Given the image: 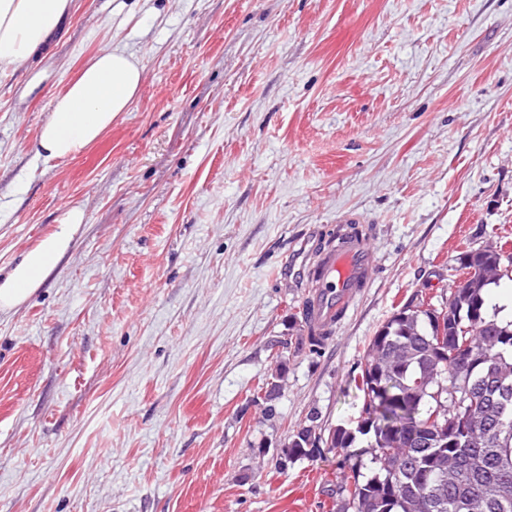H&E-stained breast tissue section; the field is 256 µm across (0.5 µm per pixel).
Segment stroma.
Instances as JSON below:
<instances>
[{
  "instance_id": "stroma-1",
  "label": "stroma",
  "mask_w": 512,
  "mask_h": 512,
  "mask_svg": "<svg viewBox=\"0 0 512 512\" xmlns=\"http://www.w3.org/2000/svg\"><path fill=\"white\" fill-rule=\"evenodd\" d=\"M144 69L64 163L51 98L108 43ZM0 75V268L84 224L0 314V512H337L338 455L282 462L310 412L355 424L367 344L465 245L512 237V0H76ZM368 217L371 281L299 348L311 269ZM287 378L264 415L277 360Z\"/></svg>"
}]
</instances>
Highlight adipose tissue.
Here are the masks:
<instances>
[{"label":"adipose tissue","mask_w":512,"mask_h":512,"mask_svg":"<svg viewBox=\"0 0 512 512\" xmlns=\"http://www.w3.org/2000/svg\"><path fill=\"white\" fill-rule=\"evenodd\" d=\"M72 0H0V73L40 58L68 14ZM143 68L132 53L112 45L89 57L79 75L50 102L35 144L48 161L75 158L100 139L137 98ZM85 220L67 210L52 231L0 270V314L22 306L57 269Z\"/></svg>","instance_id":"1"}]
</instances>
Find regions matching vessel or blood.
Here are the masks:
<instances>
[{"mask_svg":"<svg viewBox=\"0 0 512 512\" xmlns=\"http://www.w3.org/2000/svg\"><path fill=\"white\" fill-rule=\"evenodd\" d=\"M373 265V253L362 238H352L342 249L321 255L316 270L320 291L304 307L312 333L335 331L358 294L367 287Z\"/></svg>","mask_w":512,"mask_h":512,"instance_id":"b4317fda","label":"vessel or blood"}]
</instances>
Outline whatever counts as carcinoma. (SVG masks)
I'll return each instance as SVG.
<instances>
[{"mask_svg": "<svg viewBox=\"0 0 512 512\" xmlns=\"http://www.w3.org/2000/svg\"><path fill=\"white\" fill-rule=\"evenodd\" d=\"M507 244L466 246L441 307L415 296L371 339L356 383L361 420L324 440L346 463L367 436L364 452L376 464L369 478L354 465L342 473L340 512H512V323L487 314ZM463 345L473 363L461 372L455 352ZM317 420L311 413L294 432L284 459L313 456L306 438Z\"/></svg>", "mask_w": 512, "mask_h": 512, "instance_id": "carcinoma-1", "label": "carcinoma"}]
</instances>
